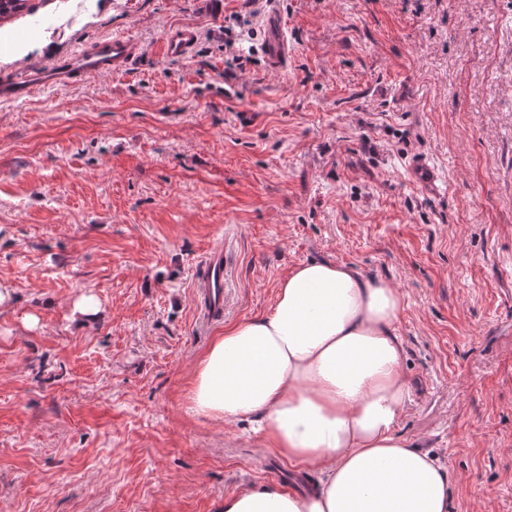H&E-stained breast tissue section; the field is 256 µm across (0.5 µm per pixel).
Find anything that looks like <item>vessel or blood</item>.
I'll return each mask as SVG.
<instances>
[{"instance_id":"1","label":"vessel or blood","mask_w":512,"mask_h":512,"mask_svg":"<svg viewBox=\"0 0 512 512\" xmlns=\"http://www.w3.org/2000/svg\"><path fill=\"white\" fill-rule=\"evenodd\" d=\"M265 24L269 31L268 60L271 67L277 69L288 49L284 25L277 10L267 13ZM197 40L195 28L169 29L163 37L164 52L171 59L186 58ZM138 51V43L124 36L99 40L0 82V100L22 101L45 87L71 84L91 75L122 74ZM195 286L198 321L204 328L223 317L228 302V260L223 247L213 248L207 254L195 272Z\"/></svg>"}]
</instances>
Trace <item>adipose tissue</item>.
<instances>
[{
    "instance_id": "obj_1",
    "label": "adipose tissue",
    "mask_w": 512,
    "mask_h": 512,
    "mask_svg": "<svg viewBox=\"0 0 512 512\" xmlns=\"http://www.w3.org/2000/svg\"><path fill=\"white\" fill-rule=\"evenodd\" d=\"M401 305L396 288L356 267L303 262L267 312L214 337L193 372L191 410L256 421L268 448L320 476L307 494L242 489L224 512H451L435 456L397 432L411 395Z\"/></svg>"
}]
</instances>
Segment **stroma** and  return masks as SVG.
<instances>
[{
  "mask_svg": "<svg viewBox=\"0 0 512 512\" xmlns=\"http://www.w3.org/2000/svg\"><path fill=\"white\" fill-rule=\"evenodd\" d=\"M28 4L0 20V80L112 35L141 52L0 101V512H223L245 486L312 490L253 422L187 400L211 339L310 260L400 290L399 434L449 471L452 512H512V0ZM180 25L199 38L172 60ZM219 243L232 299L201 332L194 273ZM265 24L269 31L268 60L273 69H279L288 43L281 16L274 5L265 17ZM198 41V32L193 27L169 29L163 37L164 53L170 59H184Z\"/></svg>",
  "mask_w": 512,
  "mask_h": 512,
  "instance_id": "stroma-1",
  "label": "stroma"
}]
</instances>
